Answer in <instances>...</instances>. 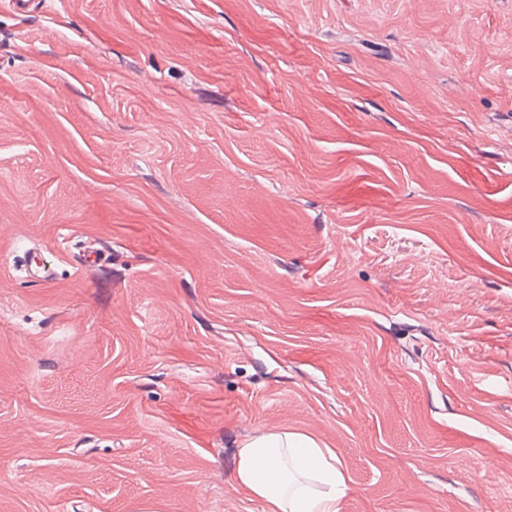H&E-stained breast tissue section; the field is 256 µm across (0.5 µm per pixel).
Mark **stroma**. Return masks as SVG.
<instances>
[{
	"instance_id": "35a3bbf8",
	"label": "stroma",
	"mask_w": 512,
	"mask_h": 512,
	"mask_svg": "<svg viewBox=\"0 0 512 512\" xmlns=\"http://www.w3.org/2000/svg\"><path fill=\"white\" fill-rule=\"evenodd\" d=\"M512 512V0L0 7V512ZM234 482L264 512H340L350 477L330 448L296 431L260 432L237 450Z\"/></svg>"
}]
</instances>
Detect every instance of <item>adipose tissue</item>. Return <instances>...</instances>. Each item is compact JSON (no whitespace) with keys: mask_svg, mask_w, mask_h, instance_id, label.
Wrapping results in <instances>:
<instances>
[{"mask_svg":"<svg viewBox=\"0 0 512 512\" xmlns=\"http://www.w3.org/2000/svg\"><path fill=\"white\" fill-rule=\"evenodd\" d=\"M234 482L264 512H340L350 477L332 449L296 431L253 435L237 450Z\"/></svg>","mask_w":512,"mask_h":512,"instance_id":"1","label":"adipose tissue"}]
</instances>
